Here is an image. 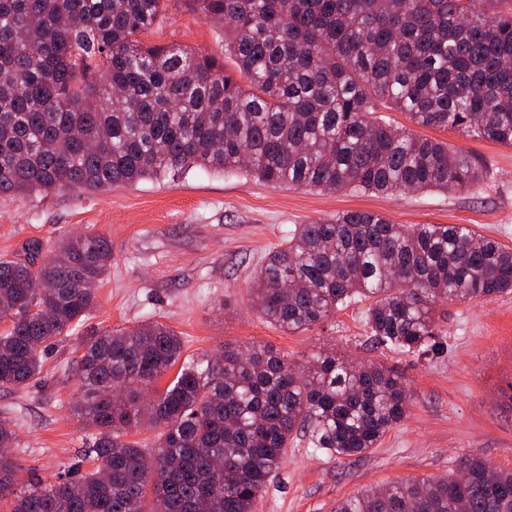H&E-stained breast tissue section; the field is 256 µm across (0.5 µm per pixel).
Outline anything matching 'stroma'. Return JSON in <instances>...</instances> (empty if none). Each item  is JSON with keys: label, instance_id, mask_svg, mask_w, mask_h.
Wrapping results in <instances>:
<instances>
[{"label": "stroma", "instance_id": "obj_1", "mask_svg": "<svg viewBox=\"0 0 512 512\" xmlns=\"http://www.w3.org/2000/svg\"><path fill=\"white\" fill-rule=\"evenodd\" d=\"M144 40L205 49L223 58L225 70L234 68L221 28L195 0H171L165 22ZM425 134L475 155L483 181L459 191L327 193L195 169L133 188L0 198V258L22 254L33 239L47 250L88 232L112 243L111 268L89 320L46 350L37 379L0 387V422L16 434L12 453L19 464L51 481L75 462L93 435L75 409L76 360L85 343L158 320L182 336L188 359L227 346L262 347L294 362L335 351L382 363L407 383L405 417L363 455L330 456L297 435L255 512H335L337 502L371 487L447 475L464 457L511 471L512 294L437 305L441 335L424 354L371 340L364 301L295 333L268 324L249 301L255 270L297 225L346 211L378 213L394 224H465L512 248V147L460 132L429 128Z\"/></svg>", "mask_w": 512, "mask_h": 512}]
</instances>
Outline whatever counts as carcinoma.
Listing matches in <instances>:
<instances>
[{
  "label": "carcinoma",
  "mask_w": 512,
  "mask_h": 512,
  "mask_svg": "<svg viewBox=\"0 0 512 512\" xmlns=\"http://www.w3.org/2000/svg\"><path fill=\"white\" fill-rule=\"evenodd\" d=\"M169 2L0 0L1 198L193 169L327 192L479 181L476 157L383 121L380 105L512 146V0H196L224 27L236 76L209 52L140 39ZM111 261V241L92 232L0 260V386L41 373L44 344L89 317ZM511 293L512 250L499 242L347 211L298 225L256 271L251 303L298 332L367 299L371 337L409 353L435 344L437 304ZM183 348L158 321L87 343L76 409L96 430L81 454L90 471L20 481L1 422L6 512H253L298 432L355 457L409 405L381 363L320 352L298 364L254 346L183 362ZM144 426L157 430L151 453L130 439ZM336 512H512V472L464 457L456 472L365 490Z\"/></svg>",
  "instance_id": "1"
}]
</instances>
